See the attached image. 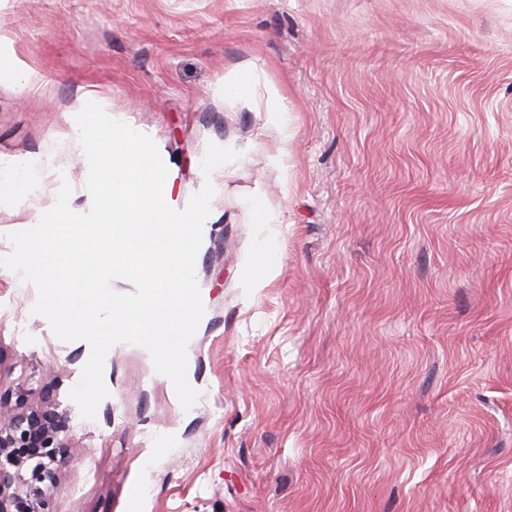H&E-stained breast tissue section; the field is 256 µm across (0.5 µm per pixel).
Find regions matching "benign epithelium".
<instances>
[{"instance_id":"obj_1","label":"benign epithelium","mask_w":512,"mask_h":512,"mask_svg":"<svg viewBox=\"0 0 512 512\" xmlns=\"http://www.w3.org/2000/svg\"><path fill=\"white\" fill-rule=\"evenodd\" d=\"M0 392V512H55L60 475L73 460L68 410L50 391Z\"/></svg>"}]
</instances>
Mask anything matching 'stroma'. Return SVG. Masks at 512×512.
I'll list each match as a JSON object with an SVG mask.
<instances>
[{"instance_id":"1","label":"stroma","mask_w":512,"mask_h":512,"mask_svg":"<svg viewBox=\"0 0 512 512\" xmlns=\"http://www.w3.org/2000/svg\"><path fill=\"white\" fill-rule=\"evenodd\" d=\"M0 43L44 76L0 81V161H47L0 195V256L61 181L89 209L86 102L154 139L181 208L208 142L244 153L208 178L198 402L113 347L57 512H512V0H0ZM244 70L251 98L226 99ZM36 298L0 268L5 383L67 406L90 347ZM264 112L266 123L278 129L283 140H288V104L278 94H272L267 98ZM259 271L251 275L247 281L246 288H264L268 282L271 274L275 271L277 266V257L273 251L264 246L259 251L258 260Z\"/></svg>"}]
</instances>
